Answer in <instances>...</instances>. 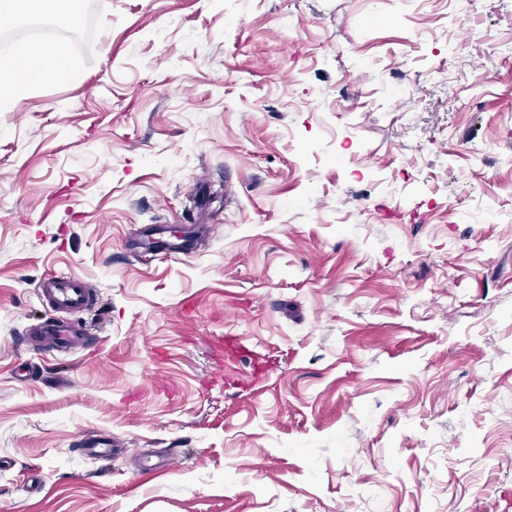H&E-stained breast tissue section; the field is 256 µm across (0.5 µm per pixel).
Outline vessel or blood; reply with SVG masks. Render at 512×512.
Segmentation results:
<instances>
[{"mask_svg": "<svg viewBox=\"0 0 512 512\" xmlns=\"http://www.w3.org/2000/svg\"><path fill=\"white\" fill-rule=\"evenodd\" d=\"M37 295L54 311L55 316L42 326L29 328V335L51 348L74 350L83 347L90 333L85 325L75 321V313L84 311L90 301V289L78 275H56L43 280ZM83 458L98 461L115 456L119 443L109 435L85 434L77 441Z\"/></svg>", "mask_w": 512, "mask_h": 512, "instance_id": "obj_1", "label": "vessel or blood"}]
</instances>
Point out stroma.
<instances>
[{"label": "stroma", "instance_id": "1", "mask_svg": "<svg viewBox=\"0 0 512 512\" xmlns=\"http://www.w3.org/2000/svg\"><path fill=\"white\" fill-rule=\"evenodd\" d=\"M86 2L0 112V512H512V0ZM89 286L76 274L53 275L38 286L37 295L55 313H78L84 311L90 301ZM27 335L37 336L38 342L52 349L64 348L71 351L83 347L89 340L90 332L78 320L51 318L40 327H30ZM120 444L109 435L84 434L77 441L80 455L92 461L112 458L120 451Z\"/></svg>", "mask_w": 512, "mask_h": 512}]
</instances>
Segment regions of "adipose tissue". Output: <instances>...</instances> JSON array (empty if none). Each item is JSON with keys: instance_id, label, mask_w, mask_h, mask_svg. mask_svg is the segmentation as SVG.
Masks as SVG:
<instances>
[{"instance_id": "obj_1", "label": "adipose tissue", "mask_w": 512, "mask_h": 512, "mask_svg": "<svg viewBox=\"0 0 512 512\" xmlns=\"http://www.w3.org/2000/svg\"><path fill=\"white\" fill-rule=\"evenodd\" d=\"M68 71L62 48L20 43L11 61L0 64V112L9 110L40 81L56 80Z\"/></svg>"}]
</instances>
